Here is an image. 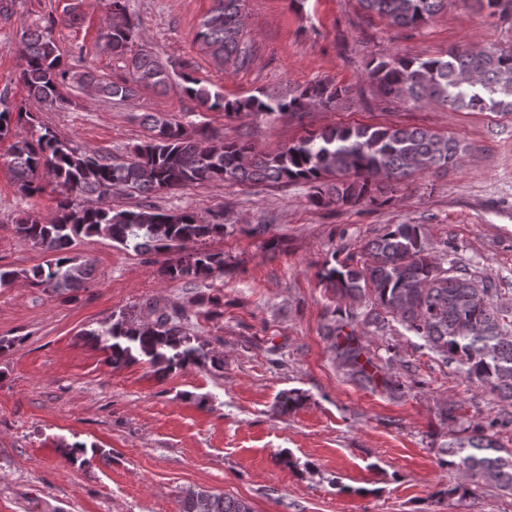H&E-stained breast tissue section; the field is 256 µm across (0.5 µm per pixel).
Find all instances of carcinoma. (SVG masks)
<instances>
[{
	"label": "carcinoma",
	"instance_id": "obj_1",
	"mask_svg": "<svg viewBox=\"0 0 512 512\" xmlns=\"http://www.w3.org/2000/svg\"><path fill=\"white\" fill-rule=\"evenodd\" d=\"M242 0H214L196 33L210 55L237 70L248 67L256 53L246 40ZM368 14L385 18L398 28H416L448 8V0H360ZM489 15H512V0H472ZM106 46L125 55L136 36L125 0H107ZM21 80L28 96L53 108L67 103L64 89L68 70L52 36V29L37 28L23 34ZM366 78L378 97L389 105L439 103L458 110L512 112V49L476 51L458 46L444 57L422 60L409 56L378 57L366 65ZM182 92L209 111L225 116L242 113L254 117L301 114L318 106L332 110L348 98L349 88L330 81L280 90L260 91L244 99H228L190 74L182 76ZM168 74L158 58L147 52L133 55L128 76L105 81L92 71L81 84L122 100L140 88L167 85ZM34 116L11 110L0 97V140L12 139L5 162L19 190L33 196L42 191L43 171L52 173L61 188L55 215L42 220L29 215L17 224L20 238L54 255L42 266L23 273L0 268V286L23 276L35 288L53 293L81 288L94 270L69 255L82 235H105L135 252L179 249L176 262L162 274L171 280H206L224 268V254L188 249V245L224 236V225L209 224L195 212L161 213L150 209L115 210L103 202L114 187L146 197L203 183H268L311 185L310 201L317 207L349 205L372 197L385 182H398L417 172L438 171L462 162L464 148L453 137L415 125L326 126L274 153H256L243 142H213V137L159 114L142 115L148 135L124 159L89 155L58 138L50 129L35 135ZM24 124L30 135L14 131ZM361 259L349 255L319 272L341 301L368 295L370 308L363 324L384 333L399 324L424 342L442 362L455 366L471 384L512 406V319L494 304L495 284L478 281L467 273L444 266L447 254L438 253L419 224H389L379 237L361 247ZM153 319L139 323L119 317L97 330L82 332V339L106 354L118 368L145 361L159 372H171L208 363L220 371L224 360L195 336L182 331L166 309L149 306ZM339 367L350 377L371 386L402 394L407 383L381 374V356L371 352L337 321L327 326ZM303 401L297 390L278 397L281 411ZM512 425V417H494L470 424L452 434L442 465L459 473L464 482L446 490L458 501L475 504L487 485L512 496V451L491 434ZM180 512H253L249 502L227 494L189 488L183 492Z\"/></svg>",
	"mask_w": 512,
	"mask_h": 512
}]
</instances>
